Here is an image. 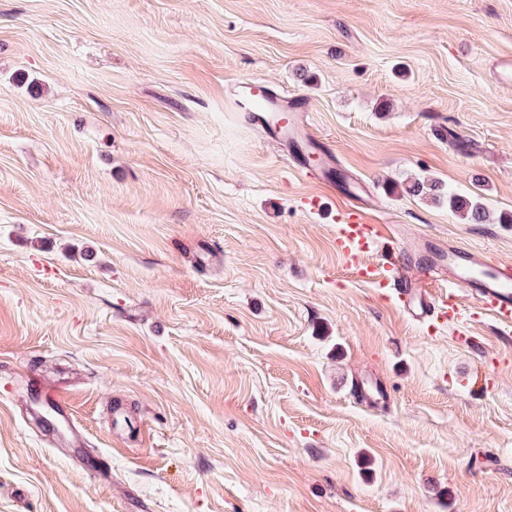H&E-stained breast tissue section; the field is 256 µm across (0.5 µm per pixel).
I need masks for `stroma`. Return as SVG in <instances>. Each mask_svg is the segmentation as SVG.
Segmentation results:
<instances>
[{
	"label": "stroma",
	"instance_id": "obj_1",
	"mask_svg": "<svg viewBox=\"0 0 512 512\" xmlns=\"http://www.w3.org/2000/svg\"><path fill=\"white\" fill-rule=\"evenodd\" d=\"M510 61L512 0H0V512H512V337L352 278L234 103L304 98L404 245L512 261ZM405 192L412 196L428 195L438 204L448 202V208L470 224H485L490 219L489 210L480 197L457 194L450 189L445 191L437 181L428 183L417 179L406 185Z\"/></svg>",
	"mask_w": 512,
	"mask_h": 512
}]
</instances>
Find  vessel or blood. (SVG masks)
Here are the masks:
<instances>
[{
    "label": "vessel or blood",
    "mask_w": 512,
    "mask_h": 512,
    "mask_svg": "<svg viewBox=\"0 0 512 512\" xmlns=\"http://www.w3.org/2000/svg\"><path fill=\"white\" fill-rule=\"evenodd\" d=\"M238 95L246 101L248 120L260 126L268 138L320 153L323 162L318 184L335 189L334 157L304 122V102L271 94L257 81L242 83ZM334 244L355 279L383 290L396 311L408 319L462 327L465 313L458 293L463 290L503 335L512 334L511 261L492 264L483 251L438 244L426 267L413 269L396 225L379 223L363 199L349 196L344 199Z\"/></svg>",
    "instance_id": "vessel-or-blood-1"
}]
</instances>
